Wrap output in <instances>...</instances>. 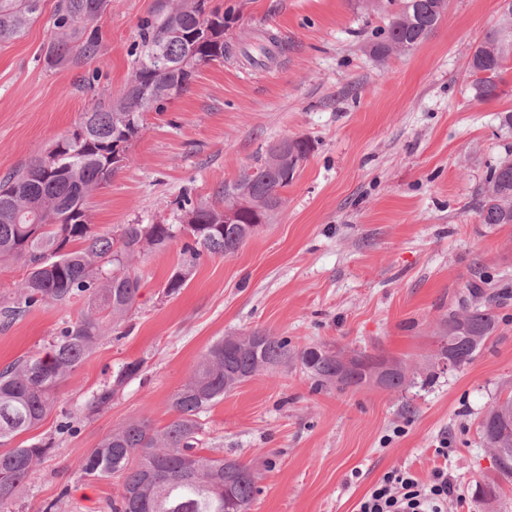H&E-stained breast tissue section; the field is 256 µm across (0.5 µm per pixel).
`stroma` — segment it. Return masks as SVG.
Wrapping results in <instances>:
<instances>
[{
  "instance_id": "35a3bbf8",
  "label": "stroma",
  "mask_w": 512,
  "mask_h": 512,
  "mask_svg": "<svg viewBox=\"0 0 512 512\" xmlns=\"http://www.w3.org/2000/svg\"><path fill=\"white\" fill-rule=\"evenodd\" d=\"M56 0L15 40L0 43V179L33 163L97 103L117 104L133 72L142 20L162 0H110L95 20L91 59L49 66ZM224 12L237 56L199 68L164 111L144 116L131 162L90 198L96 228L176 224L178 200L215 202L218 191L264 160L270 145L302 137L314 149L271 223L230 255H206L181 292L164 286L182 241L137 256L139 307L109 332L58 390L54 411L13 446L53 447L28 478L14 512H106L118 477L88 479L84 456L129 420L154 427L217 339L262 331L292 346L327 344L428 365L435 324L480 269L512 284V224L482 223L478 191L512 158V60L490 101L474 96L470 55L498 21L503 0H449L428 39L384 62L368 42L396 0H208ZM80 307L44 304L0 325V369L38 354ZM497 336L460 371L402 394L376 388L314 390L296 361L253 377L202 415L203 454L236 457L259 475L250 512H356L393 469L430 480L447 470L448 512H512V485L486 503L495 480L479 432L492 397L512 384V299ZM139 376L112 405L84 403L124 363ZM76 431L59 434L63 415ZM451 452L437 453L440 441Z\"/></svg>"
}]
</instances>
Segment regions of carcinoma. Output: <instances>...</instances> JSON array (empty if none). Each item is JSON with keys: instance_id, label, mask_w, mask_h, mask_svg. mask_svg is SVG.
I'll use <instances>...</instances> for the list:
<instances>
[{"instance_id": "carcinoma-1", "label": "carcinoma", "mask_w": 512, "mask_h": 512, "mask_svg": "<svg viewBox=\"0 0 512 512\" xmlns=\"http://www.w3.org/2000/svg\"><path fill=\"white\" fill-rule=\"evenodd\" d=\"M42 2L0 0V41L22 36L41 15ZM106 2L57 0L55 33L45 52L48 65L97 53L100 33H88L86 28L103 14L101 5ZM206 4L207 0H171L161 19L143 20L135 68L120 103L99 104L84 113L77 127L85 136L56 141L47 151L53 160L50 168L40 158L0 181V265L20 262L26 267L13 295L0 302V321L7 325L42 304H83L78 319L63 327L43 352L0 369V512H12L26 480L51 448L42 441L23 448H11L9 443L39 427L55 407L59 386L110 327L134 308L140 288L132 270L135 256L146 247L162 248L180 236L187 238L185 262L165 285L166 295L178 294L203 254L237 251L248 239L244 229L281 205L280 191L291 184L312 150L310 142L298 143L279 164L267 158L224 189L223 202L229 205L238 189L248 187L237 224L223 223V209L215 205L193 208L194 224H126L117 238L91 224L90 197L118 172L112 166V146L122 142L131 147L142 132L144 114L164 108L159 92L171 87L180 92L188 85L161 67V61L185 62L196 69L222 63L233 54V46L224 41V13L209 10ZM447 8L448 0H400L398 10L369 42L370 54L383 61L405 47L413 49L434 31ZM501 22L475 47L466 69L481 101L498 97L505 63L512 55V46H505L512 43V0L504 5ZM478 195L482 223L512 224V162L490 168ZM508 288L506 282L496 285L481 275L466 283L457 305L437 325L432 366L449 357L461 370L474 360L499 331L495 309L508 296ZM290 351L285 336L254 331L221 338L172 396L174 418L167 425L155 428L146 420L129 421L104 436L83 458L81 470L92 479L122 477L119 494L107 502L109 512H249L259 492L257 473L236 458L198 453L204 435L200 417L242 382L272 372L288 360ZM355 355L359 366L344 371L328 346L310 345L295 352L317 389L328 384L340 390L370 386L372 366L385 357L365 351ZM141 368L140 361L123 365L112 381L92 392L85 410L94 414L111 406ZM432 379H420L399 361L385 390L402 392ZM503 410L512 411V391L492 399L480 432L488 446L502 445L496 470L499 481L511 484L512 422H504ZM499 481L477 489L478 494L496 499Z\"/></svg>"}]
</instances>
